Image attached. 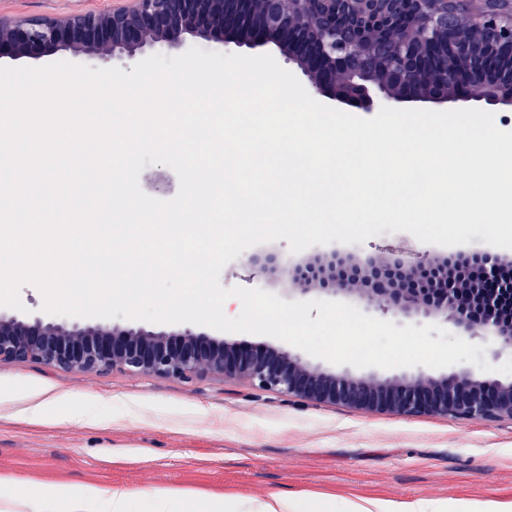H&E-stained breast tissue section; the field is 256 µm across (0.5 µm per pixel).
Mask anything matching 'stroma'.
Returning a JSON list of instances; mask_svg holds the SVG:
<instances>
[{
    "instance_id": "1",
    "label": "stroma",
    "mask_w": 512,
    "mask_h": 512,
    "mask_svg": "<svg viewBox=\"0 0 512 512\" xmlns=\"http://www.w3.org/2000/svg\"><path fill=\"white\" fill-rule=\"evenodd\" d=\"M121 0H0V17L24 20L103 11ZM267 250L289 262L336 254L395 256L414 266L451 254L406 232L361 244ZM245 250L221 271L224 287L259 288L287 301L318 300L291 289L283 266ZM178 335L185 324L149 323ZM207 338L252 348L277 338L193 325ZM132 492L130 512H166L156 487L191 490L180 512H261L273 495L314 512V495L351 501L470 502L512 507V418L455 419L315 403L209 375L185 381L120 370L63 371L39 362L0 364V512H29L60 484Z\"/></svg>"
}]
</instances>
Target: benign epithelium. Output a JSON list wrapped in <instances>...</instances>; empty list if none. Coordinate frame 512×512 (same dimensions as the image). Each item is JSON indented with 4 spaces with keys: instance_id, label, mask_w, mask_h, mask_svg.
<instances>
[{
    "instance_id": "benign-epithelium-1",
    "label": "benign epithelium",
    "mask_w": 512,
    "mask_h": 512,
    "mask_svg": "<svg viewBox=\"0 0 512 512\" xmlns=\"http://www.w3.org/2000/svg\"><path fill=\"white\" fill-rule=\"evenodd\" d=\"M108 11L55 18L0 19V59L69 51L109 59L134 57L184 36L250 47L272 44L295 65L310 93L338 108H453L476 103L512 107V0H131ZM441 263L406 268L368 259L331 276L327 293H353L383 311L442 316L454 327L512 349V323L499 317L512 284L490 257L479 278L452 288H418ZM291 281L326 282L324 271L295 265ZM35 361L65 371L190 380L239 377L305 400L343 403L403 415L512 418V381L469 371L396 378L330 372L281 348L248 350L191 332L70 327L0 312V363Z\"/></svg>"
}]
</instances>
